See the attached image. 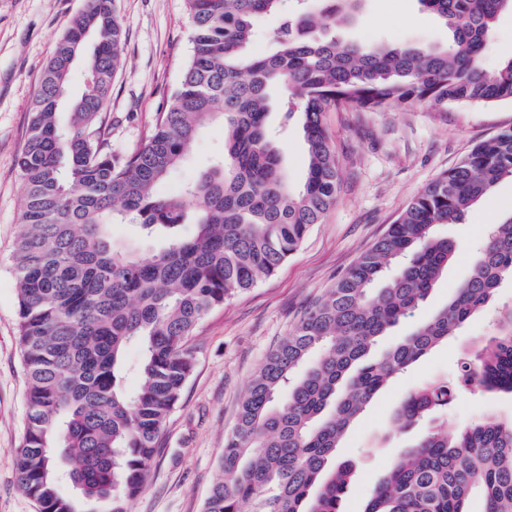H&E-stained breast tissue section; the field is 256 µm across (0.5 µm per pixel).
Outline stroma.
Wrapping results in <instances>:
<instances>
[{"label":"stroma","mask_w":512,"mask_h":512,"mask_svg":"<svg viewBox=\"0 0 512 512\" xmlns=\"http://www.w3.org/2000/svg\"><path fill=\"white\" fill-rule=\"evenodd\" d=\"M84 5L85 0H0V512H39L15 473L26 417L12 276L13 244L23 230L19 215L24 188L16 159L26 141L29 106L43 68ZM118 8L125 33L123 65L112 82L106 112L113 150L128 152L145 141L180 83L190 24L185 0H118ZM343 37L443 45L448 31L418 0H363ZM323 123L340 161L336 203L274 275L236 293L199 322L192 338L193 371L159 436L154 464L131 512H202L224 435L268 352L429 182L478 142L512 129V103L452 105L444 112L426 104L385 112L333 109L324 113ZM223 149V126L210 125L182 166L158 185V194H177ZM511 214L512 178L506 177L461 223L438 227L439 235L456 242V254L427 302L384 337L379 350L391 347L447 302L467 275L490 225ZM510 307L508 280L484 314L390 382L360 415L337 451L356 468L342 499L343 512H363L373 488L409 442V435L391 423L401 396L426 381L453 378L458 360L495 335L499 312ZM490 416L511 420L512 394L462 395L449 405L443 420L453 431Z\"/></svg>","instance_id":"stroma-1"}]
</instances>
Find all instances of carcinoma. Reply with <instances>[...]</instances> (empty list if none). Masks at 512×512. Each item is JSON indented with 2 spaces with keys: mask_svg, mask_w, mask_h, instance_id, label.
Wrapping results in <instances>:
<instances>
[{
  "mask_svg": "<svg viewBox=\"0 0 512 512\" xmlns=\"http://www.w3.org/2000/svg\"><path fill=\"white\" fill-rule=\"evenodd\" d=\"M292 0L274 50L247 52L255 22L284 0H186L190 51L182 79L141 148L114 153L103 117L122 62L117 0H85L57 41L35 90L17 166L24 232L13 273L27 378L16 455L20 486L39 512H129L178 404L199 321L234 293L273 275L336 202L339 165L323 127L333 108L402 110L420 103L512 102V57L483 55L512 0H418L448 29L445 45L342 39L360 0ZM87 75L70 74L88 39ZM307 153L300 186L282 170L267 127L273 107ZM224 126V153L173 196L157 186L208 125ZM512 177V129L473 146L407 204L358 261L267 355L224 436L204 512H342L354 474L336 448L394 378L457 335L512 280V216L493 226L464 281L429 320L373 355L380 337L425 301L455 254L437 235ZM135 224L160 247L144 254L112 237ZM497 333L457 362L456 377L407 392L393 422L412 430L466 390L512 394V310ZM136 347L138 387L125 379ZM72 495L62 491L64 485ZM512 512V421L414 436L374 487L364 512Z\"/></svg>",
  "mask_w": 512,
  "mask_h": 512,
  "instance_id": "1",
  "label": "carcinoma"
}]
</instances>
